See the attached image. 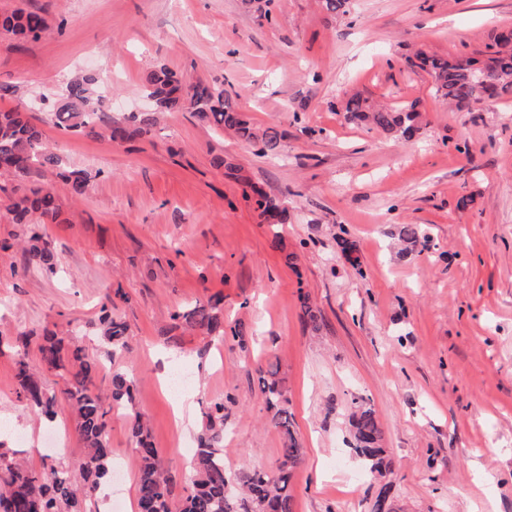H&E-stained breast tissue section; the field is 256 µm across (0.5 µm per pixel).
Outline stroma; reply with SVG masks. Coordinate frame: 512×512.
Wrapping results in <instances>:
<instances>
[{"mask_svg": "<svg viewBox=\"0 0 512 512\" xmlns=\"http://www.w3.org/2000/svg\"><path fill=\"white\" fill-rule=\"evenodd\" d=\"M42 11L48 30L18 40L0 30V110L19 109L64 165L96 174L73 199L56 169L34 181L54 193L55 223H12V184L0 180V415L6 443L32 465L79 474L84 449L67 413L46 422L17 393L18 331L76 329L93 359L105 293L119 294L130 350L119 359L151 426L174 499L209 399L223 398L224 466L274 471L280 436L268 425L257 366L276 354L304 448L294 512H512V93L457 109L411 65L417 50L466 57L512 29V0H272L271 19L241 0H0V14ZM163 59L187 81L238 93L258 127L287 136L278 157L188 112H169L147 137L65 133L46 100L78 72L95 73L120 122L147 107L145 76ZM416 103L412 138L349 121L353 94ZM223 157L216 165L215 157ZM286 202L279 230L243 192ZM421 225L427 247L396 248L399 225ZM47 234L49 273L19 243ZM353 241L355 260L336 251ZM294 254L286 263L285 254ZM240 330L222 347L175 320L210 298ZM316 323H308L305 307ZM187 371L193 404L176 424L165 369ZM384 431L390 478L371 473L347 441L353 398ZM115 467L100 512H136L134 442L113 418Z\"/></svg>", "mask_w": 512, "mask_h": 512, "instance_id": "1", "label": "stroma"}]
</instances>
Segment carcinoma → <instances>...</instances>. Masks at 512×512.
I'll return each instance as SVG.
<instances>
[{
    "mask_svg": "<svg viewBox=\"0 0 512 512\" xmlns=\"http://www.w3.org/2000/svg\"><path fill=\"white\" fill-rule=\"evenodd\" d=\"M0 29L21 39H38L48 30L45 18L38 11L17 10L0 16ZM483 62L476 59L448 58L420 51L417 67L433 80L436 93L451 104L470 106L479 101L481 91L493 98L512 89V38L498 33ZM98 79L92 73L68 82L67 91L53 100L46 109L53 126L83 135L98 133L109 111V99L96 90ZM144 95L153 102V109L132 112L125 121L108 125L110 138L116 141L147 134L163 112H189L209 127L231 130L256 148L261 156H276L285 133L268 126L255 127L241 112L237 99L230 93L203 83L188 84L166 65L157 63L147 72ZM344 112L351 121L368 122L387 134L406 137L413 131L419 116L413 103H394L374 107L359 95L349 97ZM57 156L48 151L40 127L20 111L0 112V178L15 184V197L9 212L16 224H29L37 216L50 224L58 217L54 195L35 185L32 174L39 167H55ZM68 193L74 199L88 191L90 173L72 169L60 174ZM254 201L259 215L271 224H285L287 209L263 192H256ZM398 240L401 254L421 251L427 237L419 224H402ZM27 264L52 271L56 257L52 241L34 232L24 241ZM111 295L105 296L98 318V336L112 348V355L128 350L129 328L117 312ZM175 318L199 330L217 343L232 337L239 330L224 327V306L221 300L198 303L178 313ZM33 332L20 331L13 337L15 350L14 378L19 393L35 411L53 420L58 411L69 409L76 419V431L83 444L86 463L79 477H74L57 464L40 469L24 466L6 450L0 452V512H92L86 507L83 489L99 487L112 471V450L108 428L113 409H123V417L134 441L138 459V512H293L292 479L302 462L303 448L298 438L294 414L288 408L285 378L278 361L258 367L261 394L268 412V423L280 435V461L270 475L254 470L234 477L224 468V400L209 402L206 423L197 436V446L184 482L187 494L176 502L167 468L155 448L145 417L133 408L134 383L120 369L112 370L111 402H104L94 392V382L104 369L101 362L89 360L84 349L70 333L59 334L43 328L38 345L42 371L55 373L64 380L59 391L47 389L41 376L32 368L29 346ZM348 416L351 445L374 472L389 468L385 462L383 429L375 410L363 398L352 400Z\"/></svg>",
    "mask_w": 512,
    "mask_h": 512,
    "instance_id": "carcinoma-1",
    "label": "carcinoma"
}]
</instances>
